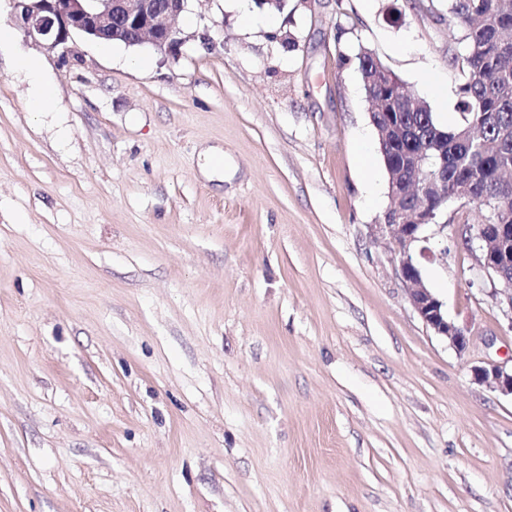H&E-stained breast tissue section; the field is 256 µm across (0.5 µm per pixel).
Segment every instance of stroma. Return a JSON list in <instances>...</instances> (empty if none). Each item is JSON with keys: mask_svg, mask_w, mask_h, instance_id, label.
I'll return each mask as SVG.
<instances>
[{"mask_svg": "<svg viewBox=\"0 0 512 512\" xmlns=\"http://www.w3.org/2000/svg\"><path fill=\"white\" fill-rule=\"evenodd\" d=\"M251 13L188 0L171 53L0 48V512H512V398L472 376L512 364L460 236L481 213L449 205L422 264L462 353L372 235L387 174L355 56L452 127L446 0Z\"/></svg>", "mask_w": 512, "mask_h": 512, "instance_id": "stroma-1", "label": "stroma"}]
</instances>
